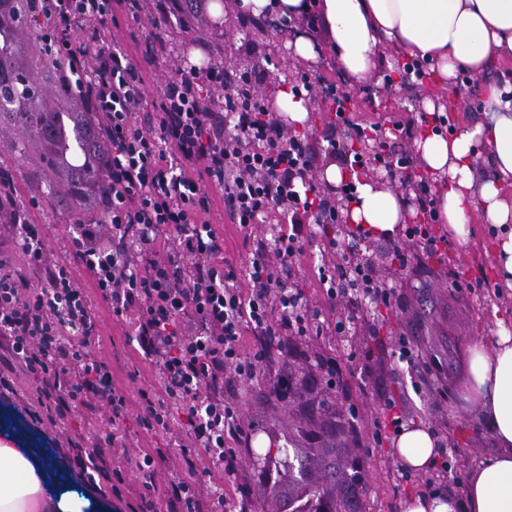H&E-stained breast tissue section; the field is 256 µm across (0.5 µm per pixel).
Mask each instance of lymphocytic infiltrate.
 <instances>
[{
    "label": "lymphocytic infiltrate",
    "instance_id": "obj_1",
    "mask_svg": "<svg viewBox=\"0 0 512 512\" xmlns=\"http://www.w3.org/2000/svg\"><path fill=\"white\" fill-rule=\"evenodd\" d=\"M144 15L156 28L188 21L180 0H155L148 15L142 0H48L52 61L79 77L112 186L104 219L74 225L70 243L113 316L129 322L138 353L158 370L159 391L140 394L147 428L167 429L172 406L187 415V469L167 487L171 512H200L199 487L216 470L235 482L246 512L253 489L238 472L250 432L224 387L252 382L275 362L284 388L289 360H307L297 342L311 334L316 316L286 271L312 244L313 226L339 223L370 164L392 176L411 168L409 153L389 152L388 144L412 128L365 127L335 105L334 125L346 135L329 139L328 149L347 156L352 178L331 203L309 177L306 135L278 118L251 76L183 61L158 95L147 94V75L120 36L122 21ZM416 189L417 213L403 237L434 252L435 199L424 181ZM217 192L229 223L252 243L242 273L225 259L208 220ZM9 224L43 276L29 291L0 259V335L12 356L43 375L63 409L93 398L120 418L126 398L91 350L97 322L67 261L51 260L47 236L34 225L16 215ZM327 249L318 278L331 301L391 307L395 287L377 276L371 258L347 253L334 237ZM248 332L260 343L245 354Z\"/></svg>",
    "mask_w": 512,
    "mask_h": 512
}]
</instances>
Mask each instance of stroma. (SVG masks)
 <instances>
[{"label": "stroma", "mask_w": 512, "mask_h": 512, "mask_svg": "<svg viewBox=\"0 0 512 512\" xmlns=\"http://www.w3.org/2000/svg\"><path fill=\"white\" fill-rule=\"evenodd\" d=\"M316 46L313 57L300 58L294 51V30ZM204 67L216 64L227 70L249 74L258 88L276 97L287 79L297 74H313L318 85L331 84L354 100L372 96V105L352 113L353 122L365 124L399 120L413 128L423 126L426 101L439 107H452L459 123L483 117L488 104L478 97L464 95L449 101L448 93L426 78L423 85L408 86L401 78L402 59L393 58L391 66L380 67L365 83L350 84L327 47V32L322 20L297 18L280 28L270 27L261 17L228 13L222 23H215L208 13L207 0H199L188 28L170 35L166 59L148 65V92H156L171 76L180 59ZM328 99L312 103L310 120L304 131L308 138L310 170L320 172L331 163L343 164L341 155L327 149V138L342 137L339 129L329 128L323 119ZM63 180L48 174L39 207L29 209L30 223L46 232L48 245L55 255H64L72 222L66 212L53 206L55 193L63 191ZM210 221L224 239V256L237 268H245L250 247L238 226L224 220L223 202H215ZM317 244L306 249L289 270V277L302 291L311 311L321 322L331 325L346 316L347 308L333 305L322 288L317 267L321 262L320 244L326 243L324 227H315ZM393 240L361 239L350 241L348 249L372 256L378 269L396 286L398 300L390 308H374L370 302L359 305L368 321L356 325L350 336L331 333L306 336L300 347L311 357L335 362L340 384L330 396L339 407L355 408V426L360 439L357 456L361 461L362 487L359 512H399L401 501L426 485L422 473L404 472L393 454L394 435L386 430L388 412L385 401H394L406 423L431 428L447 445L448 472L439 482L459 492L467 472L491 450L489 437L480 425L475 406L465 399L463 376L467 346L490 341L496 334L494 306L503 303L499 289L491 287L490 242L480 223H473L467 244L449 239L437 253L415 249L408 264L390 262L388 253ZM76 281L91 301L99 324V337L93 344L98 357L112 371L114 386L124 393L127 408L119 419H111L101 404L79 406L60 412L57 401L46 393L42 377L33 374L14 359L6 339L0 337V379L8 384L7 396L0 403V413H8L19 429L18 439L41 462L51 454L68 458L96 451L100 468L93 483H85L79 472L64 475V482L80 486L90 497L101 501L106 512H167L164 484L184 470L177 445L186 432L187 417L172 409L169 430H147L142 422L139 393L156 387V372L136 351L127 325L116 319L110 306L99 296L82 266L73 268ZM481 281V288L458 287V280ZM420 326L418 339L421 365L412 367L400 359L398 339ZM448 364L450 378L440 384L434 369L436 360ZM274 374L260 368L249 384L232 387L241 406L242 418L251 428L252 438H260L264 447H247L241 459L239 479L251 483L256 492L250 512H289L288 502L270 500L265 495L266 474L262 469L266 453L285 447L288 433V409L270 393ZM117 431L118 442H111L110 431ZM152 455L157 463L154 492H146L137 464L142 454Z\"/></svg>", "instance_id": "stroma-1"}]
</instances>
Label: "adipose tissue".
Returning <instances> with one entry per match:
<instances>
[{"label":"adipose tissue","instance_id":"ef3b65f1","mask_svg":"<svg viewBox=\"0 0 512 512\" xmlns=\"http://www.w3.org/2000/svg\"><path fill=\"white\" fill-rule=\"evenodd\" d=\"M318 7L329 50L342 72L364 82L380 67L381 49L405 60L428 61L437 83L455 90L459 72L475 81L474 94L498 110L484 121L447 134L425 130L414 148L433 176L441 219L458 242L470 223L491 230L493 270L512 293V76L482 82L496 58L512 55V0H235V10L253 16L297 18ZM485 153L491 171L476 169ZM350 206L351 223L373 239L395 237L408 217L400 194L364 178ZM496 337L468 349L465 390L494 446L468 473L461 493L428 487L408 495L400 512H512V305L494 310ZM402 467L423 473L438 460L439 444L429 428L411 425L393 441ZM89 500L73 488L48 483L26 449L0 439V512H83Z\"/></svg>","mask_w":512,"mask_h":512}]
</instances>
